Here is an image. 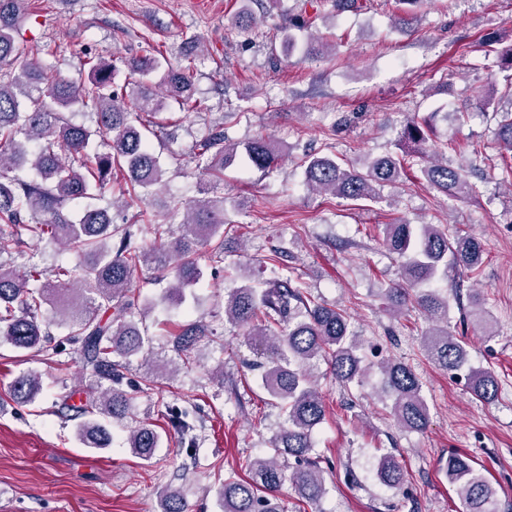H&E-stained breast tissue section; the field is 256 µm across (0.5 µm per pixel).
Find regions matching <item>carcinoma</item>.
I'll return each instance as SVG.
<instances>
[{"label":"carcinoma","instance_id":"obj_1","mask_svg":"<svg viewBox=\"0 0 512 512\" xmlns=\"http://www.w3.org/2000/svg\"><path fill=\"white\" fill-rule=\"evenodd\" d=\"M24 0H0V339L20 351L61 352L67 344H80L83 367L90 371L99 396L79 410L85 420L77 436L86 448L110 444L108 423L127 417L132 397L123 389L125 371L138 354H149L151 337L140 328L151 311L139 306L132 288L133 273L152 270L155 281L166 282L168 292L183 298L186 289L202 276L197 244L210 246V261H224V196L215 195L223 182L224 168L238 157L239 145L224 136V127L208 131L198 145L196 166L212 177L203 197L191 209L174 207L152 214L150 224L157 242L139 245L131 225L118 224L112 207H89L77 220L65 212L69 201L102 196L112 181V171L125 173L128 188L125 207L140 200L138 190L163 184L165 170L145 132H153L152 118L163 103L153 88L143 85L132 100L112 90L114 69L87 58L94 75L91 85L78 84L43 64L21 48L16 34ZM129 76L158 78L167 96L186 112L197 109L189 68L175 66L157 51L125 62ZM88 111L96 128L74 124L65 111ZM431 124L423 119L406 120L401 132L403 155H385L360 165L341 163L317 153L303 160L309 190L358 201H373L380 188L406 175L417 160V178L466 202L479 190L470 180L467 166L450 167L431 151ZM498 148L504 172L512 175V110L502 113L497 124ZM245 157L260 170L277 163L280 150L263 137L244 145ZM180 225L174 235L172 225ZM48 242L71 253L79 262H63L48 269L35 261L24 247ZM400 261V280L385 289L392 311L419 310L428 322L422 345L431 361L461 375L476 398L493 400L498 382L490 371L467 366L468 353L448 326V296L430 284L448 279V269L476 273L483 256V242L472 234H450L438 224H389L382 242ZM267 263L281 271L263 287L236 286L224 296V315L245 329L249 340L269 353L262 365V385L281 404L284 424L273 435V453L249 463L251 480L229 477L221 496L224 512H284L280 491L290 485L310 503L326 493L319 461L311 457L312 432L325 417L324 401L313 383V369L324 362L336 381L345 384L367 375L359 356V342L350 330L344 310L315 301L292 286L287 254L270 249ZM471 324L485 336L493 335L492 316L478 295L470 296V310L461 324ZM211 333L202 322L178 325L169 332L180 362H171L174 375L188 364L193 353ZM381 389L392 399L391 414L407 430L423 431L430 409L423 382L410 366L382 358L377 362ZM13 395L32 402L42 390L38 373L19 375L11 384ZM166 419L184 444L194 443L195 426L186 414L166 408ZM130 448L150 460L161 444L152 424L138 422L127 435ZM294 459V464L283 458ZM378 474L384 485L398 489L404 473L395 457L380 458ZM446 474L464 506V512H503L498 490L470 458L448 455ZM163 512H187V500L178 490L163 498Z\"/></svg>","mask_w":512,"mask_h":512}]
</instances>
